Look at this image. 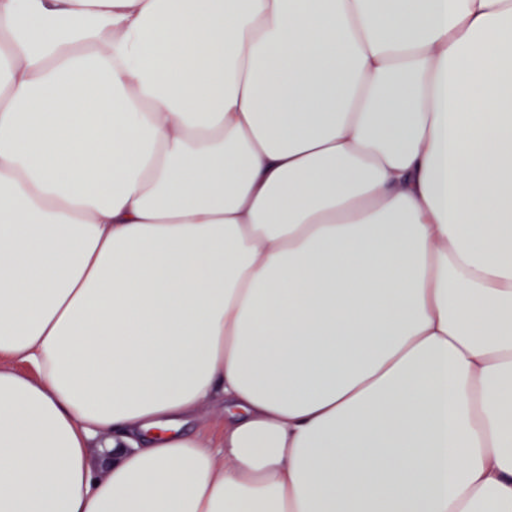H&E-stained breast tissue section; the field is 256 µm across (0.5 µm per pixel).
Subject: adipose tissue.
<instances>
[{
  "mask_svg": "<svg viewBox=\"0 0 512 512\" xmlns=\"http://www.w3.org/2000/svg\"><path fill=\"white\" fill-rule=\"evenodd\" d=\"M511 407L512 0H0V512H512ZM224 414L223 410H205L199 419L189 422L185 425L184 430L187 432H194L199 429H204L210 435L217 432L223 425Z\"/></svg>",
  "mask_w": 512,
  "mask_h": 512,
  "instance_id": "1",
  "label": "adipose tissue"
}]
</instances>
